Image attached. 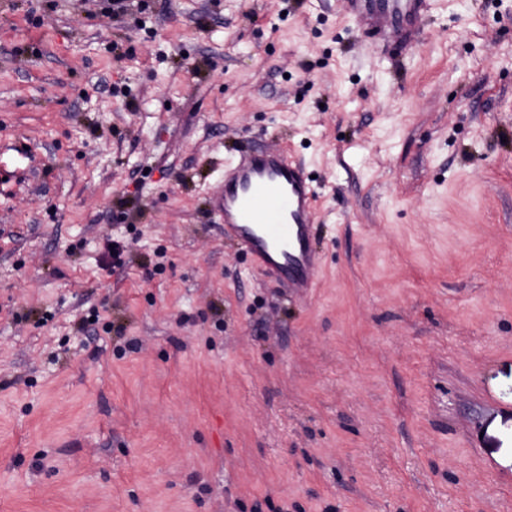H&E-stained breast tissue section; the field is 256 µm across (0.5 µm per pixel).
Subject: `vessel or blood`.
Segmentation results:
<instances>
[{
    "mask_svg": "<svg viewBox=\"0 0 512 512\" xmlns=\"http://www.w3.org/2000/svg\"><path fill=\"white\" fill-rule=\"evenodd\" d=\"M345 3L366 42H387L402 52L418 43L432 0ZM317 196L301 165L280 151L256 149L225 164L223 179L210 192V208L254 268L285 281L294 296L307 301L322 266L314 244Z\"/></svg>",
    "mask_w": 512,
    "mask_h": 512,
    "instance_id": "vessel-or-blood-1",
    "label": "vessel or blood"
}]
</instances>
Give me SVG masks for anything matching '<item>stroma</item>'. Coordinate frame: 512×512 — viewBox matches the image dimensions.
Listing matches in <instances>:
<instances>
[{"mask_svg": "<svg viewBox=\"0 0 512 512\" xmlns=\"http://www.w3.org/2000/svg\"><path fill=\"white\" fill-rule=\"evenodd\" d=\"M102 7L0 0V512H512V0ZM259 148L306 303L209 210ZM347 13L371 45L390 42L397 52L416 45L431 0H344ZM318 187L278 150H251L224 166L210 192L212 213L254 268L287 283L306 302L318 285L322 255L314 244Z\"/></svg>", "mask_w": 512, "mask_h": 512, "instance_id": "1", "label": "stroma"}]
</instances>
